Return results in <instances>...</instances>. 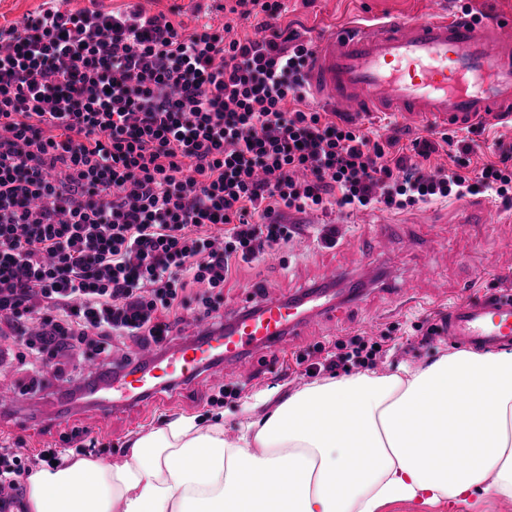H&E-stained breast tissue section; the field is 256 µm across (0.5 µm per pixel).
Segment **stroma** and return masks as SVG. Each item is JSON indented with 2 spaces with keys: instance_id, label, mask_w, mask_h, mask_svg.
<instances>
[{
  "instance_id": "1",
  "label": "stroma",
  "mask_w": 512,
  "mask_h": 512,
  "mask_svg": "<svg viewBox=\"0 0 512 512\" xmlns=\"http://www.w3.org/2000/svg\"><path fill=\"white\" fill-rule=\"evenodd\" d=\"M224 0H68L79 9L89 5L109 12L132 5L147 13H171L173 21L191 31L207 20L222 23ZM458 0H288L285 18L290 29L307 41L334 25L372 16H430L459 10ZM373 126L389 125L402 145L417 137L440 141L451 132L446 122L429 123L416 115L374 112ZM479 195L422 205L409 210L369 209L348 212L303 214V223L288 245L241 264L239 272L224 285V313H233L260 285L264 296L283 298L323 282L331 269H343L363 277L372 266L386 267L391 275L384 289L370 292L351 309L350 326L326 319L311 324L304 335L288 339L274 353L257 355L250 371L226 364L202 374L187 388L160 394L157 403L101 419L80 411V397H73L77 413L58 421L56 411L62 381L54 376V360L33 356L19 359L16 351L0 352V385L9 390L0 402V444L23 441L30 452L52 446L59 455L83 456L86 440L70 439L72 428L87 429L97 441L96 457L123 458L131 438L160 428L182 417H197L208 426L216 416L224 418V436L233 439L252 420L273 410L288 393L311 384L305 370L311 362L334 353L336 343L353 336L379 341L381 351L371 370L378 374L406 365L418 368L441 355L458 351L447 336L423 341L426 329L440 323L448 305L456 300L493 296L512 290V209L496 205L480 210ZM335 229V246H326L323 236ZM40 387L28 388L31 377ZM232 389L231 397L219 405L207 398L218 387ZM37 407L49 429L21 431L16 415ZM383 512H512V499L473 495L455 505L401 502Z\"/></svg>"
}]
</instances>
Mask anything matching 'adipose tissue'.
<instances>
[{
	"mask_svg": "<svg viewBox=\"0 0 512 512\" xmlns=\"http://www.w3.org/2000/svg\"><path fill=\"white\" fill-rule=\"evenodd\" d=\"M28 512H379L512 498V354L457 351L412 370L315 382L236 440L184 417L127 456L26 478Z\"/></svg>",
	"mask_w": 512,
	"mask_h": 512,
	"instance_id": "obj_1",
	"label": "adipose tissue"
}]
</instances>
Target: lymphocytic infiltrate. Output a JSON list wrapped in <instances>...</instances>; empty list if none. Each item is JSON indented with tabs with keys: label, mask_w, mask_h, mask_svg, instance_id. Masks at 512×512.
<instances>
[{
	"label": "lymphocytic infiltrate",
	"mask_w": 512,
	"mask_h": 512,
	"mask_svg": "<svg viewBox=\"0 0 512 512\" xmlns=\"http://www.w3.org/2000/svg\"><path fill=\"white\" fill-rule=\"evenodd\" d=\"M288 0H224L179 31L141 7H50L0 27V322L28 352L109 359L159 344L181 310L219 315L240 263L290 241L285 212L403 210L480 190L512 205V148L478 173L424 167L438 143L321 112ZM255 21V33L230 35ZM310 363L374 361L351 337ZM23 446L0 447V512L21 508Z\"/></svg>",
	"instance_id": "obj_1"
}]
</instances>
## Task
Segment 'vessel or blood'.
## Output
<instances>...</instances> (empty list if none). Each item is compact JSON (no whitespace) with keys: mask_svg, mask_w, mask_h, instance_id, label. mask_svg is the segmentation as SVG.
<instances>
[{"mask_svg":"<svg viewBox=\"0 0 512 512\" xmlns=\"http://www.w3.org/2000/svg\"><path fill=\"white\" fill-rule=\"evenodd\" d=\"M305 80L319 99L358 112L414 113L461 124L508 115L512 24L457 15L335 26L317 41ZM362 296L349 274L335 270L330 287L251 301L160 356L132 360L98 384L87 409L107 419L163 390L190 385L205 370L249 364L253 354L280 349L313 320L337 315ZM448 337L471 349L512 345V295L453 304Z\"/></svg>","mask_w":512,"mask_h":512,"instance_id":"vessel-or-blood-1","label":"vessel or blood"}]
</instances>
